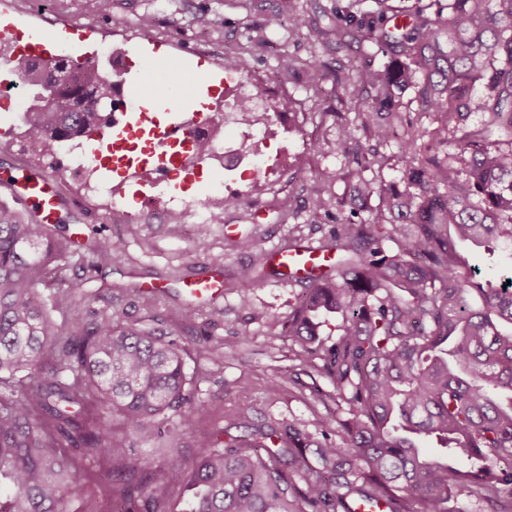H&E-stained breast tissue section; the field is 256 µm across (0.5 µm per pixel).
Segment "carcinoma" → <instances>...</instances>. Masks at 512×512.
Returning <instances> with one entry per match:
<instances>
[{
	"label": "carcinoma",
	"instance_id": "carcinoma-1",
	"mask_svg": "<svg viewBox=\"0 0 512 512\" xmlns=\"http://www.w3.org/2000/svg\"><path fill=\"white\" fill-rule=\"evenodd\" d=\"M373 2L327 29L292 18L340 44L384 38L403 56L363 71L361 92L376 95L356 103L374 139L397 136L413 153L406 187L358 178L359 209L375 192L384 208L331 226L321 251L338 252L336 274L304 277L309 288L288 319L297 360L335 386L336 427L319 439L266 425L246 444L198 440L182 512H458L463 495L512 512V276L478 280L462 252L470 244L512 256V0H435L433 12ZM389 13L409 22L378 30ZM79 71L64 58L16 61L33 91L24 124L51 146L97 134L112 117L114 80ZM398 86L413 90L420 111L440 114L421 145L396 112ZM475 112L487 119L470 130ZM91 248L101 262L122 258L118 242ZM57 258L48 225L0 204V512H64L78 480L73 449L119 462L120 477L103 472L109 506L94 512H170L161 495L170 472L150 469L113 430L119 420L142 444L165 438L179 457V433L195 420L184 348L79 308L54 330L41 288ZM258 280L244 267L231 287L244 301ZM333 314L347 324L329 341L319 318ZM431 437L435 455L423 447Z\"/></svg>",
	"mask_w": 512,
	"mask_h": 512
}]
</instances>
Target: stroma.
Returning a JSON list of instances; mask_svg holds the SVG:
<instances>
[{
    "instance_id": "stroma-1",
    "label": "stroma",
    "mask_w": 512,
    "mask_h": 512,
    "mask_svg": "<svg viewBox=\"0 0 512 512\" xmlns=\"http://www.w3.org/2000/svg\"><path fill=\"white\" fill-rule=\"evenodd\" d=\"M14 11L40 25L51 44L63 40V29L74 33L76 54L97 51L102 33H110V51L101 55L102 65L113 54L136 64L164 60L156 77L175 68L189 75L198 70L202 46L214 55L237 58L245 75L260 85L288 96L290 116L272 120L269 130L245 133L227 124L224 143L241 159L236 170L216 173L202 167L195 173L171 180L164 195L173 208L204 198L220 187L237 199L225 208L221 221L212 224L174 226L168 214L147 207L144 196L153 188H140L136 180H122L113 173L111 161L100 168L102 192L122 186L123 203L136 214V226L113 223L109 211L88 198L82 187L69 184L62 167L67 156L54 151L46 157L24 160L16 154L0 155V174L26 170L54 176L67 199L56 215V235L71 239L43 290L48 316L64 328L73 306L87 312L112 315L114 320L177 340L186 351V371L197 402L192 428L181 439L180 464L189 467L195 441L202 435H248L253 424H291L310 433L319 432L324 421L335 420V389L313 368L295 358L298 349L286 324L305 291V281L275 274L269 260L274 249L291 244L308 247L328 245V230L336 219L356 213L350 189L355 174L372 185L404 188L410 156L393 143L373 139L358 118L349 96L356 69H379L395 58L382 43L338 45L324 42L307 30L293 27L294 13L315 17L322 26L347 13L373 10V0H112L109 13L94 12L87 0H12ZM199 13L213 20L207 34L195 23ZM280 17L268 28L269 15ZM151 17L143 29V17ZM162 44L161 55L148 54L150 41ZM289 55L294 67L287 76L278 73L281 55ZM318 58L319 70L307 66ZM349 148H342V141ZM260 142L267 174L253 184L249 168L254 163L251 142ZM362 149L364 166L352 159ZM387 164H380V157ZM289 159L281 167V159ZM330 198V212L315 210L317 197ZM264 216L253 219L254 209ZM92 239L122 243L121 261L93 266L86 244ZM254 266L261 277L247 299L231 286L242 267ZM208 269L224 284L218 302L189 300L183 291L186 280ZM157 284L161 295L150 297L144 287ZM193 320H182L185 308ZM82 473L63 495L65 512H85L103 504L108 488L98 479L96 462L79 459Z\"/></svg>"
}]
</instances>
